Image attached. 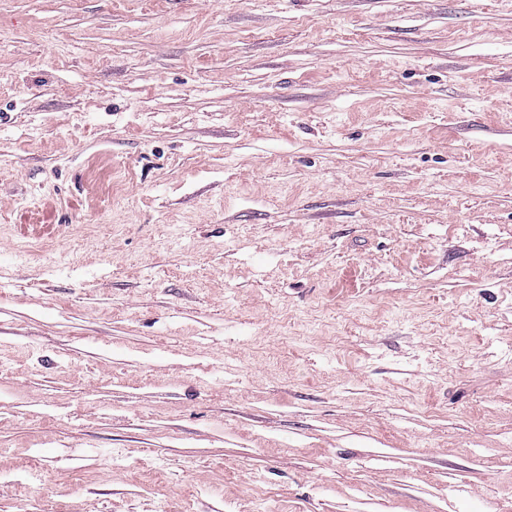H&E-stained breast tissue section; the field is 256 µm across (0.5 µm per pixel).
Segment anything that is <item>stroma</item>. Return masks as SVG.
<instances>
[{
    "mask_svg": "<svg viewBox=\"0 0 512 512\" xmlns=\"http://www.w3.org/2000/svg\"><path fill=\"white\" fill-rule=\"evenodd\" d=\"M0 512H512V0H0Z\"/></svg>",
    "mask_w": 512,
    "mask_h": 512,
    "instance_id": "1",
    "label": "stroma"
}]
</instances>
